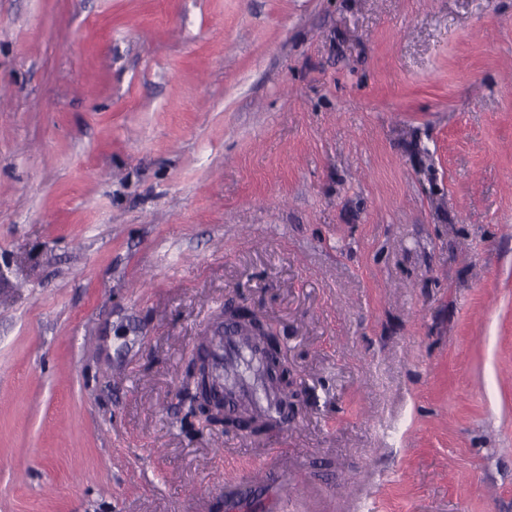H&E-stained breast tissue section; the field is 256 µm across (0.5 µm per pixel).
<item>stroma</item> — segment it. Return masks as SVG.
Returning <instances> with one entry per match:
<instances>
[{
  "mask_svg": "<svg viewBox=\"0 0 512 512\" xmlns=\"http://www.w3.org/2000/svg\"><path fill=\"white\" fill-rule=\"evenodd\" d=\"M261 310L300 403L205 428ZM512 512V0H0V512ZM191 363L194 365V374L192 381L195 384L199 380H205L204 387V400L202 402L201 410L196 405V416L203 418L208 424L209 418L212 416L224 419L233 429H248L252 427L253 421L247 412H242L236 417H230L224 414L228 413L229 399L224 402V394L220 392L219 388L213 387L208 380L209 374V348L208 344L201 345L198 350L196 349Z\"/></svg>",
  "mask_w": 512,
  "mask_h": 512,
  "instance_id": "stroma-1",
  "label": "stroma"
}]
</instances>
